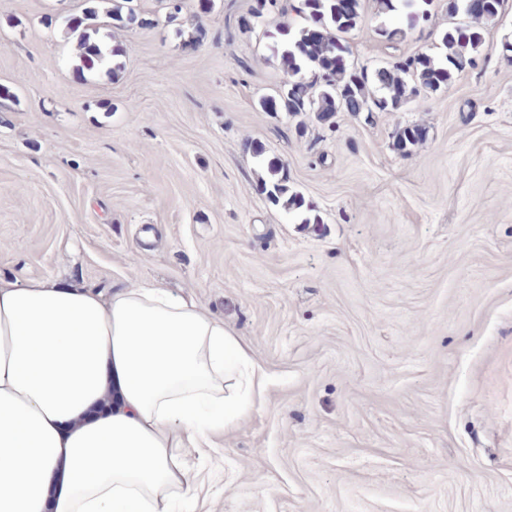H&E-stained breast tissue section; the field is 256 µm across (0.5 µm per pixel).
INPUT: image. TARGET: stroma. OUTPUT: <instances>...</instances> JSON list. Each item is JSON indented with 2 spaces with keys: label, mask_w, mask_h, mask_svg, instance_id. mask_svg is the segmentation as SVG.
Segmentation results:
<instances>
[{
  "label": "stroma",
  "mask_w": 512,
  "mask_h": 512,
  "mask_svg": "<svg viewBox=\"0 0 512 512\" xmlns=\"http://www.w3.org/2000/svg\"><path fill=\"white\" fill-rule=\"evenodd\" d=\"M134 3L145 26L99 24L109 77L63 25L85 0H0V277L156 284L247 345L270 383L196 459V512H512V0L448 87L330 126L259 106L303 19ZM447 3L411 28L363 0L350 66L444 56ZM255 143L303 208L260 192ZM278 0H256L255 5L248 16H241L238 20L240 31L251 32L265 15L272 8H278Z\"/></svg>",
  "instance_id": "35a3bbf8"
}]
</instances>
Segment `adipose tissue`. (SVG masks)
Listing matches in <instances>:
<instances>
[{
  "label": "adipose tissue",
  "instance_id": "1",
  "mask_svg": "<svg viewBox=\"0 0 512 512\" xmlns=\"http://www.w3.org/2000/svg\"><path fill=\"white\" fill-rule=\"evenodd\" d=\"M267 375L223 320L156 285L0 278V512H174Z\"/></svg>",
  "mask_w": 512,
  "mask_h": 512
}]
</instances>
